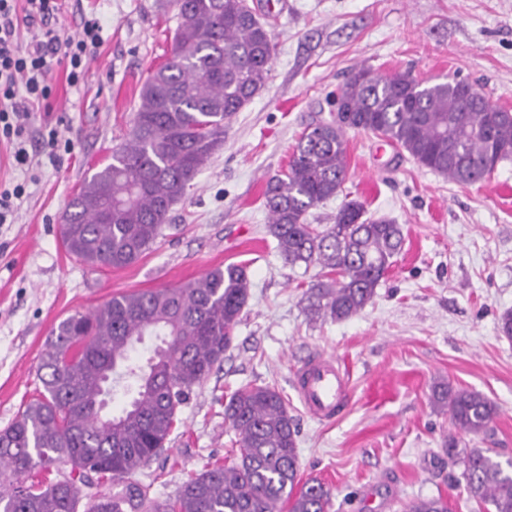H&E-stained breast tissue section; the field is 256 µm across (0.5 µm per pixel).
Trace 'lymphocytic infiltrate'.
Returning a JSON list of instances; mask_svg holds the SVG:
<instances>
[{
	"instance_id": "lymphocytic-infiltrate-1",
	"label": "lymphocytic infiltrate",
	"mask_w": 512,
	"mask_h": 512,
	"mask_svg": "<svg viewBox=\"0 0 512 512\" xmlns=\"http://www.w3.org/2000/svg\"><path fill=\"white\" fill-rule=\"evenodd\" d=\"M60 0H0V143L10 145L16 165L30 170L26 149L29 122L36 104L50 98L49 77L63 68L70 87L80 88L88 62L103 41L97 20L85 21L73 36L61 37L48 28ZM39 28L28 46H20L21 28Z\"/></svg>"
}]
</instances>
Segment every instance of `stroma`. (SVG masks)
<instances>
[{
	"label": "stroma",
	"mask_w": 512,
	"mask_h": 512,
	"mask_svg": "<svg viewBox=\"0 0 512 512\" xmlns=\"http://www.w3.org/2000/svg\"><path fill=\"white\" fill-rule=\"evenodd\" d=\"M276 44L270 78L224 125V143L175 204L163 237L120 269L86 265L64 249L62 217L73 195L130 130L141 84L171 53V0H66L50 26L76 35L98 20L103 42L80 88L63 69L50 111L72 142L59 163L35 170L11 224H0V428L42 389L37 367L61 319L112 296L176 286L242 265L250 299L220 367L179 410L165 452L139 473L154 496L174 495L206 462L230 463L237 437L224 417L229 395L268 385L295 419L303 478L332 491L330 512H402L417 497L448 498L478 512L449 466L447 413L430 402L447 381L500 408L492 438L462 436L512 461V339L498 319L512 310V162L489 180L460 185L371 133L348 132V178L307 221L333 223L345 201L400 224L401 253L373 301L352 318L313 321L305 293L319 267L289 266L268 233L267 180L287 169L310 125L331 120L330 93L352 68L412 70L422 81L479 84L512 111V0H256ZM335 356L353 384L349 408L331 424L304 412L292 385L309 354Z\"/></svg>",
	"instance_id": "obj_1"
}]
</instances>
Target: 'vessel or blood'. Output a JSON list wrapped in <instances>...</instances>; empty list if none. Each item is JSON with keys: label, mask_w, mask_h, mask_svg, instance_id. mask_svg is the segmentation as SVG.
<instances>
[{"label": "vessel or blood", "mask_w": 512, "mask_h": 512, "mask_svg": "<svg viewBox=\"0 0 512 512\" xmlns=\"http://www.w3.org/2000/svg\"><path fill=\"white\" fill-rule=\"evenodd\" d=\"M294 388L304 411L320 423L336 421L352 393L351 379L337 359L320 352L297 367Z\"/></svg>", "instance_id": "obj_1"}]
</instances>
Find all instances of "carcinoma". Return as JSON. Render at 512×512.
<instances>
[{
    "instance_id": "obj_1",
    "label": "carcinoma",
    "mask_w": 512,
    "mask_h": 512,
    "mask_svg": "<svg viewBox=\"0 0 512 512\" xmlns=\"http://www.w3.org/2000/svg\"><path fill=\"white\" fill-rule=\"evenodd\" d=\"M178 24L170 59L142 83L133 124L76 193L63 215L62 241L76 259L122 268L163 236L172 207L224 142L230 121L265 88L273 35L247 0H175ZM462 80L423 85L409 69L378 74L359 66L333 104L354 113L349 124L319 122L303 132L287 170L269 178L268 232L290 266H321L307 292L312 317L345 321L373 301L403 245L400 225L345 202L334 223L307 222L314 206L336 196L347 176V132H371L421 166L471 185L512 161V112H488L466 97ZM250 297L246 269L215 267L178 287L116 295L76 311L51 332L38 366L44 392L0 429V512H329L331 489L299 484L298 430L273 387L235 390L224 416L238 454L185 481L168 498L131 477L164 452L180 407L224 361ZM162 345L145 359L133 352L145 336ZM130 395L118 414L106 397ZM433 405L448 412V464L483 512H512V463L506 471L489 448H462L460 433L489 438L498 405L484 394L438 383ZM71 473L25 483L37 468ZM86 487L71 495L73 473ZM403 512H451L438 496L409 501Z\"/></svg>"
}]
</instances>
